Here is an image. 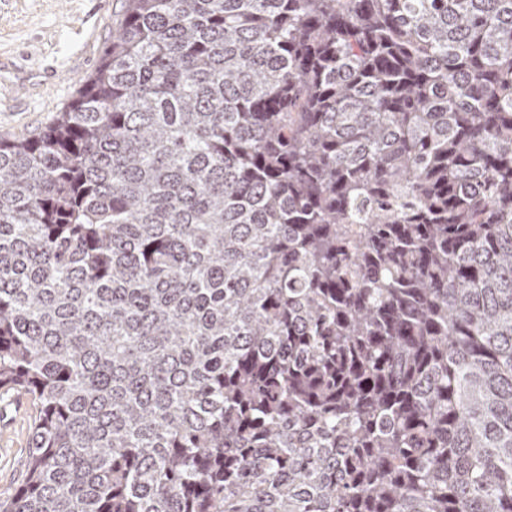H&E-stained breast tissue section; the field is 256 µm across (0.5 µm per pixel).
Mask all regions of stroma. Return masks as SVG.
Instances as JSON below:
<instances>
[{
    "mask_svg": "<svg viewBox=\"0 0 512 512\" xmlns=\"http://www.w3.org/2000/svg\"><path fill=\"white\" fill-rule=\"evenodd\" d=\"M124 0H0V133L44 128L98 68ZM34 408L14 397L0 409V495L17 487Z\"/></svg>",
    "mask_w": 512,
    "mask_h": 512,
    "instance_id": "35a3bbf8",
    "label": "stroma"
}]
</instances>
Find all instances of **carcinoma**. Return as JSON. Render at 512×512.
<instances>
[{
    "instance_id": "cac0c4a2",
    "label": "carcinoma",
    "mask_w": 512,
    "mask_h": 512,
    "mask_svg": "<svg viewBox=\"0 0 512 512\" xmlns=\"http://www.w3.org/2000/svg\"><path fill=\"white\" fill-rule=\"evenodd\" d=\"M0 512H512V0H125L0 135ZM0 494L14 492L20 482L28 458V442L34 415L32 404L25 397H14L6 404L0 399Z\"/></svg>"
}]
</instances>
